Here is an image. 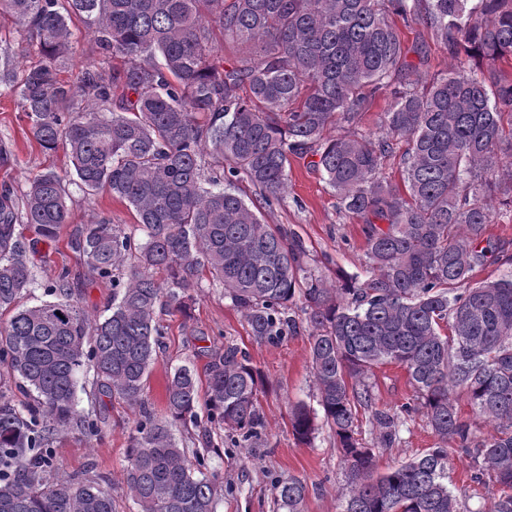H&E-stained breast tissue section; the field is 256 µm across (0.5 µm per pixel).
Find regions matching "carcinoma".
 <instances>
[{
	"instance_id": "1",
	"label": "carcinoma",
	"mask_w": 512,
	"mask_h": 512,
	"mask_svg": "<svg viewBox=\"0 0 512 512\" xmlns=\"http://www.w3.org/2000/svg\"><path fill=\"white\" fill-rule=\"evenodd\" d=\"M2 13L39 60L0 71V85L43 149L66 147L72 171L34 176L21 210L0 186V310L34 288L50 296L0 326V376L30 397L17 406L0 393V512H115L108 477L67 475L54 458L56 432H98L97 415L76 409L87 384L139 408L124 469L136 512H217L224 480L211 453L265 444L258 370L226 344L207 352L205 392L181 365L167 376L163 412L143 397L164 335L157 310L187 311L202 270L244 312L254 341L311 326L318 406L349 473L340 512H470L448 488L455 453L470 457L471 482L498 486L485 512H512V253L485 239L491 200L512 204V173L499 174L512 151V82L451 69L419 85L392 20L430 28L451 56L493 64L512 58V0H0ZM76 20L102 61L124 66L64 79ZM217 32L258 54L224 66ZM387 90L385 135L360 132L365 102ZM333 125L347 135L326 137ZM308 154L340 209L365 223L362 281L316 275L301 241L262 219L288 194L290 158ZM397 154L402 190L381 176ZM72 184L124 201L142 231L100 216L74 237L92 278L112 286L93 318L67 273L38 282L20 232L26 224L55 239ZM490 265L502 273L473 281ZM390 363L414 391L398 414L376 408L369 382ZM461 401L493 431L464 419ZM201 404L219 440L206 429L205 449L191 451L176 432L198 425ZM361 409L387 446L400 417L418 412L439 445L375 476ZM314 419L306 404L290 409L298 442L311 443ZM273 489L283 512H304L303 480Z\"/></svg>"
}]
</instances>
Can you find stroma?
Segmentation results:
<instances>
[{"label":"stroma","mask_w":512,"mask_h":512,"mask_svg":"<svg viewBox=\"0 0 512 512\" xmlns=\"http://www.w3.org/2000/svg\"><path fill=\"white\" fill-rule=\"evenodd\" d=\"M406 48H421L428 61L421 69L423 79H431L448 69L472 72L476 64L462 55L449 57L432 31L419 24L400 26ZM27 50L20 27L9 15H0V70L20 67L34 61ZM0 143L8 152L0 158V183L13 185L16 196H23L29 180L46 171L64 172L70 162L66 149L46 152L33 139L22 117L16 96L0 87ZM67 206L69 221L56 239L35 245L28 257L40 283L24 296L22 303L32 306L45 298L43 284L55 279L61 270H69L73 296L89 315H98L112 298L109 284L89 285V271L82 258L69 245L71 237L96 216L110 217L113 223L132 226L133 216L126 204L102 191L93 195L70 186ZM263 220L285 231L295 232L309 254V266L316 274L333 280L342 276L365 278V236L361 218L341 212L332 189L314 167L311 157L292 158L288 168V194L280 205L264 210ZM201 288L190 316L164 308L158 318L166 328L163 346L149 374L145 395L150 408L162 412L165 402L166 373L171 367L187 364L204 373L208 359L198 348L206 344L221 347L237 344L249 353L265 384L258 400L266 426V443L261 448H227L212 465L224 478V499L218 512H273L270 481L273 477H295L308 485L304 512H338L337 494L347 475L334 437L328 427H320L311 444L302 445L292 434L288 417L291 404L315 405L316 389L310 372L309 328L277 344H259L249 335L242 312L224 297L221 285L210 276H202ZM376 406L399 411L410 402L413 391L402 367L387 365L375 369L372 377ZM78 409L87 413L100 410L97 436L88 437L75 429L57 433L54 442L56 460L68 474L90 472L108 475L113 483L116 512H132L122 485L126 449L136 409L126 403L93 393L78 395ZM361 438L375 450L377 471H385L398 461L437 447L438 439L423 415L417 414L401 426L397 441L384 446L378 430L362 424ZM467 459L451 456L448 486L465 500L470 512H484L490 502L487 489L474 488L467 478Z\"/></svg>","instance_id":"obj_1"}]
</instances>
